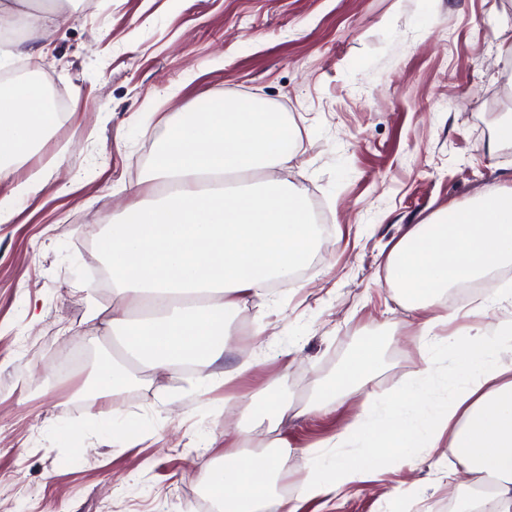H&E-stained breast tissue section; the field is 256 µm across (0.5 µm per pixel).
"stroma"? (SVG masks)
Listing matches in <instances>:
<instances>
[{"label":"stroma","instance_id":"1","mask_svg":"<svg viewBox=\"0 0 512 512\" xmlns=\"http://www.w3.org/2000/svg\"><path fill=\"white\" fill-rule=\"evenodd\" d=\"M512 0H67L30 43L62 118L35 156L0 175L15 214L0 224V512H211L208 466L226 442L265 439L252 417L268 398L301 407L364 339H377L368 386L386 396L416 369L417 319L388 283L385 256L408 225L471 201L512 174V145H487L512 116L502 40ZM213 96L258 97L298 132L287 168L269 177L301 188L321 213L322 244L306 273L265 304L241 302L238 342L222 364L159 373L132 363L122 414L149 431L113 442L93 428L106 404L90 390L99 357L126 358L111 332L82 338L106 267L107 224L158 193L145 181L166 119ZM32 198L14 188L32 175ZM440 307L479 308L455 331L476 334L512 317L488 291ZM264 326V347L250 337ZM246 360L244 378L198 395L202 379ZM360 412L286 415L288 494L306 451ZM76 433L80 454L60 439ZM415 468L354 484L342 498L303 499L299 512H380L406 494L415 512H457L466 474L447 449L422 448Z\"/></svg>","mask_w":512,"mask_h":512}]
</instances>
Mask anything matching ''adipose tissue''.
<instances>
[{
	"label": "adipose tissue",
	"instance_id": "obj_1",
	"mask_svg": "<svg viewBox=\"0 0 512 512\" xmlns=\"http://www.w3.org/2000/svg\"><path fill=\"white\" fill-rule=\"evenodd\" d=\"M57 120L40 84L0 88V166L27 159ZM295 146L281 113L253 98L212 97L202 111L170 120L147 173L162 181L164 195L109 224L99 241L115 304L105 315L91 308L88 336L106 326L157 371L223 360L240 303L264 298L270 281L306 266L320 244L303 192L266 175L286 167ZM508 263L512 184L408 227L385 268L421 316L419 357L448 322L441 295ZM379 349L372 338L357 343L308 404L328 412L358 395L362 411L333 441L310 449L301 497L335 498L366 473L412 465L417 449L444 446L471 477L461 512H512V320L454 343L459 371L446 380L441 406L428 403L434 375L426 366L391 398L376 400L366 384ZM267 445L268 455L225 448L212 466L208 493L221 512H298L273 491L288 474V443L274 434Z\"/></svg>",
	"mask_w": 512,
	"mask_h": 512
}]
</instances>
